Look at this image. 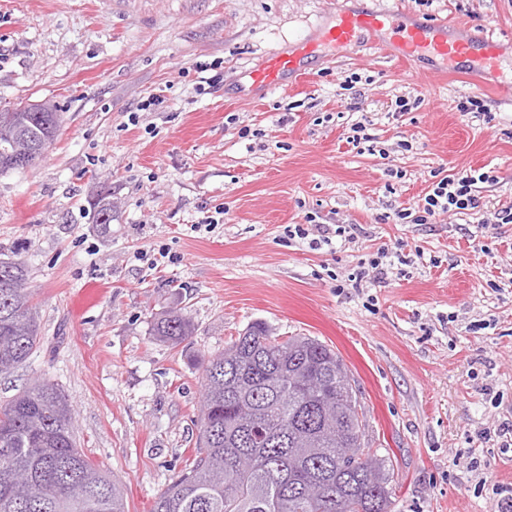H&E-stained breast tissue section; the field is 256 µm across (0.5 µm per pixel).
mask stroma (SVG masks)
Segmentation results:
<instances>
[{
    "label": "stroma",
    "mask_w": 512,
    "mask_h": 512,
    "mask_svg": "<svg viewBox=\"0 0 512 512\" xmlns=\"http://www.w3.org/2000/svg\"><path fill=\"white\" fill-rule=\"evenodd\" d=\"M365 2L0 0V109L62 115L36 165L0 174V252L27 265L41 330L0 377V403L54 383L127 512H150L194 457L203 364L257 320L341 354L392 461V512H498L512 486V223L497 219L512 209V91L399 62L386 44L327 50L259 97L245 78ZM397 4L512 41V0ZM469 97L489 118L459 111ZM358 122L371 140L356 146ZM438 171L487 174L480 209L399 223ZM107 191L105 225L93 202ZM310 216L349 240L285 238ZM381 252L386 278L349 286ZM92 280L105 296L77 308ZM172 308L195 325L176 347L151 331Z\"/></svg>",
    "instance_id": "obj_1"
}]
</instances>
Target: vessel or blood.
Returning <instances> with one entry per match:
<instances>
[{
  "instance_id": "obj_1",
  "label": "vessel or blood",
  "mask_w": 512,
  "mask_h": 512,
  "mask_svg": "<svg viewBox=\"0 0 512 512\" xmlns=\"http://www.w3.org/2000/svg\"><path fill=\"white\" fill-rule=\"evenodd\" d=\"M376 35L390 36L393 51L401 60H426L453 72L462 66L467 72L492 75L500 85L512 86V68L505 66L503 48L496 38L458 35L448 22L415 19L393 5L337 11L331 23L319 25L293 50L276 51L249 71V80L257 89L285 86L288 76L306 78L303 64L309 56Z\"/></svg>"
}]
</instances>
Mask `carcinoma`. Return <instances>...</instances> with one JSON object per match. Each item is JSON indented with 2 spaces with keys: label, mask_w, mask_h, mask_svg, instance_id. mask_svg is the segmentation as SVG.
I'll use <instances>...</instances> for the list:
<instances>
[{
  "label": "carcinoma",
  "mask_w": 512,
  "mask_h": 512,
  "mask_svg": "<svg viewBox=\"0 0 512 512\" xmlns=\"http://www.w3.org/2000/svg\"><path fill=\"white\" fill-rule=\"evenodd\" d=\"M0 149L25 136L47 148L59 114L31 124L23 112H0ZM112 194L94 203L112 220ZM26 264L0 259V374L23 365L39 342L25 288ZM193 323L178 309L152 332L179 346ZM355 379L339 353L309 336L272 337L254 322L205 367L198 448L152 512H390L389 458L365 443ZM32 474L12 485L3 464ZM0 512H126L121 487L79 448L72 409L46 380L0 404Z\"/></svg>",
  "instance_id": "1"
}]
</instances>
